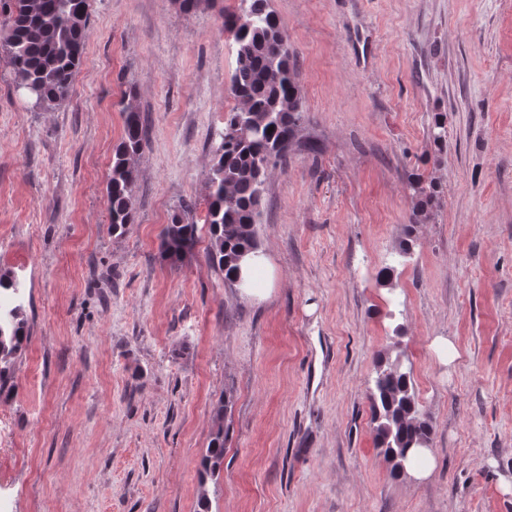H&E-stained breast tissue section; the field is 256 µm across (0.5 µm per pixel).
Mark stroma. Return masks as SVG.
<instances>
[{"mask_svg": "<svg viewBox=\"0 0 512 512\" xmlns=\"http://www.w3.org/2000/svg\"><path fill=\"white\" fill-rule=\"evenodd\" d=\"M268 4L306 119L256 226L263 300L210 266L205 222L236 105L221 16L241 0H88L49 110L0 57V271L28 331L0 396V512H201L204 489L208 512H512V0ZM130 107L146 137L118 235L106 186ZM185 201L197 238L174 264L161 234ZM395 348L433 425L421 480L374 443L366 393ZM227 390L224 464L204 477Z\"/></svg>", "mask_w": 512, "mask_h": 512, "instance_id": "obj_1", "label": "stroma"}]
</instances>
